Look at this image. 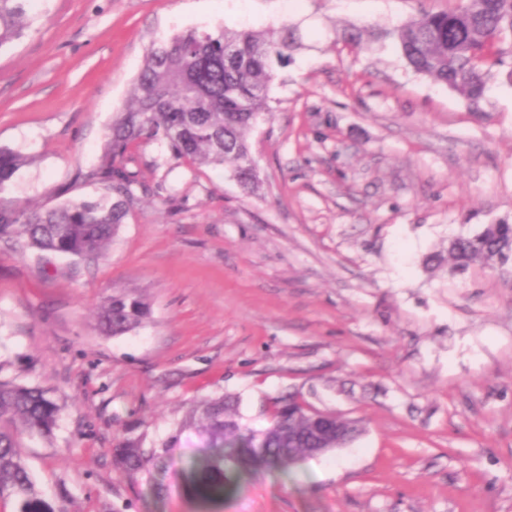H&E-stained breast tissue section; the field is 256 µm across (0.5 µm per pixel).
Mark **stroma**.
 <instances>
[{"instance_id":"1","label":"stroma","mask_w":512,"mask_h":512,"mask_svg":"<svg viewBox=\"0 0 512 512\" xmlns=\"http://www.w3.org/2000/svg\"><path fill=\"white\" fill-rule=\"evenodd\" d=\"M460 0H29L0 48V148L25 163L7 198L37 209L91 200L98 165L158 37L248 22L302 24L272 112L247 133L260 183L142 143L141 199L96 262L0 241V377L56 389L53 439L26 441L43 498L70 512H512V262L429 266L453 235L512 224V86L482 111L406 69L382 29ZM150 315L121 336L97 313L119 292ZM361 421L339 450L284 473L226 472L198 496L205 442L181 428L194 401L232 397L268 427L282 396ZM136 427L175 440L161 498L112 467Z\"/></svg>"}]
</instances>
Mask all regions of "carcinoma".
I'll list each match as a JSON object with an SVG mask.
<instances>
[{"label":"carcinoma","mask_w":512,"mask_h":512,"mask_svg":"<svg viewBox=\"0 0 512 512\" xmlns=\"http://www.w3.org/2000/svg\"><path fill=\"white\" fill-rule=\"evenodd\" d=\"M28 0H0V48L24 34ZM395 42L407 67L458 92L474 112L482 111L493 69L512 57V0H464L457 9L406 18L389 30L351 25L340 39L358 50L364 35ZM305 48L298 22L256 30L220 26L190 29L148 47L131 89L132 103L112 122L103 160L80 176L103 186L95 201L68 202L27 211L4 192L22 164L19 154L0 148V241L59 256L97 261L141 197L153 189L131 167L145 141H166L174 158L194 166L233 164L232 176L247 191L258 184L246 132L271 112L269 89L292 53ZM448 260L466 270L474 264L494 269L512 260V224H488L473 236L448 239ZM149 304L137 293L112 296L98 312L99 330L119 336L136 329ZM296 398L273 405L269 427L254 431L238 418L230 397L193 403L181 422L205 438V451L191 461L197 486L207 494L222 490L225 466L240 471L271 467L284 471L310 457L308 449L336 439L343 422L331 415L306 416L288 410ZM61 405L49 390L0 378V499L14 512H69L44 500L35 488L22 452L26 437H52ZM170 444L145 446L142 434L127 430L110 449L113 468L135 476L165 464Z\"/></svg>","instance_id":"obj_1"}]
</instances>
